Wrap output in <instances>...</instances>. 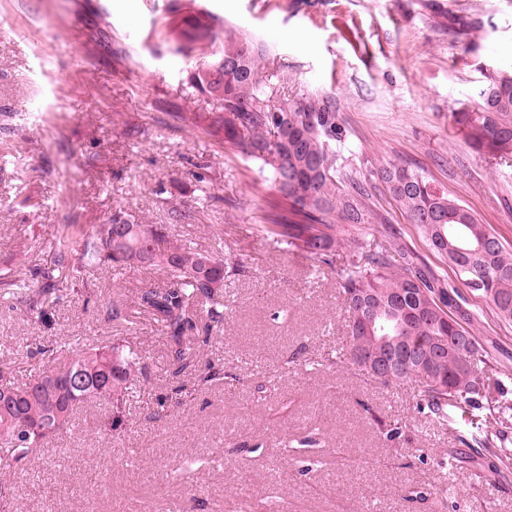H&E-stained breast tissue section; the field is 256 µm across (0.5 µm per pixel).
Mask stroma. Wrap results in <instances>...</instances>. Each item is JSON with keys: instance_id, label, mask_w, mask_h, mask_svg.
I'll list each match as a JSON object with an SVG mask.
<instances>
[{"instance_id": "obj_1", "label": "stroma", "mask_w": 512, "mask_h": 512, "mask_svg": "<svg viewBox=\"0 0 512 512\" xmlns=\"http://www.w3.org/2000/svg\"><path fill=\"white\" fill-rule=\"evenodd\" d=\"M202 2L266 44L282 96L335 103L348 132L338 178L364 186L378 217L364 232L368 249L395 229L419 263L461 287L480 313L490 369L512 389V321L462 288L378 177L391 162L422 169L512 245V159L473 148L461 124L480 89L512 70V0H443L482 19L469 36L449 31L431 0ZM180 3L0 0V143L19 151L0 158V268L50 265L62 225L89 230L118 209L245 267L224 281L223 327L179 378L160 324L133 301L162 285L155 268L95 272L86 290L57 302L51 330L0 297V360L18 377L39 345L123 340L142 367L125 429L105 431L107 406L79 408L26 472L0 470L11 501L23 512H168L175 503L184 512H512V466L462 443L467 416L438 426L419 413L414 384L386 388L328 366L347 336L335 279L259 232L269 191L257 165L178 118L224 109L192 85L208 57L183 59L161 36ZM210 364L235 374L234 385L200 381ZM181 380L180 404L155 420ZM394 424L401 436L391 441ZM304 438L312 447L288 453ZM445 448L458 454L443 463ZM189 458L201 467L181 473Z\"/></svg>"}]
</instances>
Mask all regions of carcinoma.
I'll list each match as a JSON object with an SVG mask.
<instances>
[{"label": "carcinoma", "mask_w": 512, "mask_h": 512, "mask_svg": "<svg viewBox=\"0 0 512 512\" xmlns=\"http://www.w3.org/2000/svg\"><path fill=\"white\" fill-rule=\"evenodd\" d=\"M189 5L188 15L175 13L169 18L166 39L187 59L198 52L214 57L193 75L194 86L222 98L224 111L192 112L182 119L223 137L236 155L259 165L277 192L267 201L270 223L261 225V232L311 256L320 273H336L348 313L347 340L330 357V364L350 366L382 386L415 384L420 411L440 423L455 410L469 415L480 432L475 442L494 449L505 462L512 460V448L506 446L501 430L512 420V398L502 391L500 398L488 400L487 351L476 341L463 351L451 339L457 327L476 337L479 315L465 307L459 290L416 263L396 234H389L381 249L365 250L358 231L376 214L365 189L337 185L347 130L333 103L311 94L270 105L277 97L279 76L266 66L267 51L240 31L224 27L198 0H189ZM479 98L477 110L465 116L466 139L511 157L512 72L497 74ZM379 177L416 224L426 246L447 260L500 318L512 320V246L501 243L486 255L463 250L452 228H464L473 246L495 233L417 168L390 163ZM66 229L67 235L57 243L54 265L32 269L34 287L12 268L0 269L4 294L21 299L29 317L50 328L56 322L53 304L64 280L103 267H156L165 274L163 284L140 289L134 299L163 327L173 374H182L192 354L209 343L212 330L224 324V279L240 274L242 265L121 212L112 214V222L90 230L76 224ZM343 249L362 254L364 262L336 269V252ZM367 292L372 293L376 324L384 325L385 332L394 334V322L386 320L389 313L405 320L401 346L427 359L423 367L379 378L356 360L357 353L370 351L367 338L357 332L354 306ZM51 362L48 370L22 383L8 380L13 363L0 362L1 470H26L36 449L71 426L80 406L109 404L112 414L105 430L125 426L127 399L139 372L130 346L117 340L76 353L53 352Z\"/></svg>", "instance_id": "carcinoma-1"}]
</instances>
